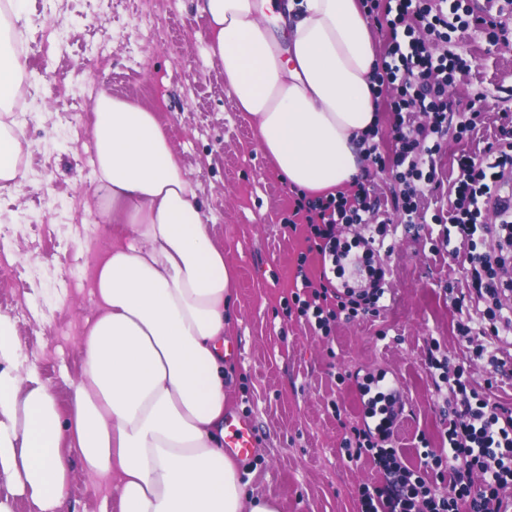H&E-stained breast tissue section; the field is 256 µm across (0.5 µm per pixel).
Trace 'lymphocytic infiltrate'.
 Instances as JSON below:
<instances>
[{
	"label": "lymphocytic infiltrate",
	"mask_w": 512,
	"mask_h": 512,
	"mask_svg": "<svg viewBox=\"0 0 512 512\" xmlns=\"http://www.w3.org/2000/svg\"><path fill=\"white\" fill-rule=\"evenodd\" d=\"M369 15H383L395 38L376 73L379 90L392 91L389 106L395 114L391 136L396 150L385 159L378 144L368 146V159L377 168L392 167L401 191L394 199L406 223L419 218V200L424 190H439L437 161L448 133V86L456 75L470 71L472 59L451 51L435 53L438 43L451 33L478 30L490 45H498L504 25L493 15L477 16L466 0H394L381 7L380 0H363ZM408 112H422L428 124L406 122ZM500 138L487 143L478 154H461L458 177L446 213L435 215L446 225L450 241L465 248L469 296L485 303L483 318L460 323L462 335H476L482 342L477 357L496 360L504 336L512 334V278L496 275L512 261V203H499L497 221L483 222L482 213L498 180L512 174V114L501 115ZM370 188L357 182L350 193L316 199L298 198L295 217L304 225L320 261L317 280L303 279L291 302L306 323L329 331L331 321L374 315L380 310L381 289L359 299L346 298L334 283L336 265L342 257L336 228L341 224H365L372 210ZM497 238L499 249L481 252L476 234ZM430 368L438 370L448 389L451 417L444 434L447 448L424 450L425 466L413 470L402 464L395 448L389 447L398 414L397 398L390 388L371 390L361 386L367 401L360 421L350 426L343 440L345 457L356 462L373 459L377 478L358 489L357 512H501L502 499L512 493V409L490 394L470 390L462 371H449L448 361L428 356Z\"/></svg>",
	"instance_id": "f902f5d3"
}]
</instances>
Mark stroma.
Segmentation results:
<instances>
[{
	"mask_svg": "<svg viewBox=\"0 0 512 512\" xmlns=\"http://www.w3.org/2000/svg\"><path fill=\"white\" fill-rule=\"evenodd\" d=\"M146 14L155 28L148 42ZM27 16L28 41L38 42L47 28L60 40L28 73L24 188L0 194V258H12L9 276L0 277V314L14 318L60 410L69 406L70 382L82 365L93 265L118 232L82 220L95 203L73 133L88 130L91 95L101 86L158 113L234 271L228 336L238 355L224 360V392L229 411L249 417L258 434L253 456L238 464L250 497L275 499L280 512H355L358 487L377 473L371 461L343 459V426L362 415L358 382L380 374L406 402L392 444L405 465L418 467L421 441L439 447L448 426V405L425 365L428 347L512 408V379H498L474 357L480 337L458 331L465 315L453 299L466 289L468 263L449 254L446 227L433 221L439 198L427 197L422 222L398 225L387 238L390 250L380 251L379 314L338 320L321 335L288 311L298 271L314 280L320 267L304 234L288 227L295 194L208 63L194 0H28ZM447 47L475 61L448 88L454 113L478 99L484 114L463 136L456 123L448 125L437 173L449 185L458 174L456 155L482 150L500 133L499 113H512V43L491 46L469 30L453 33ZM101 48L110 57L104 68L96 58ZM75 272L85 286L71 290L65 283ZM68 499L74 512H119L115 492L79 470Z\"/></svg>",
	"mask_w": 512,
	"mask_h": 512,
	"instance_id": "1",
	"label": "stroma"
}]
</instances>
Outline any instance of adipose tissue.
Wrapping results in <instances>:
<instances>
[{
    "label": "adipose tissue",
    "mask_w": 512,
    "mask_h": 512,
    "mask_svg": "<svg viewBox=\"0 0 512 512\" xmlns=\"http://www.w3.org/2000/svg\"><path fill=\"white\" fill-rule=\"evenodd\" d=\"M209 60L259 149L317 196L362 173L377 123L374 22L359 0H195ZM0 115V191L24 181ZM100 218L121 233L94 272L96 314L60 412L0 314V483L38 512H70L74 468L120 512H279L244 495L224 452V329L233 272L156 112L107 90L91 104Z\"/></svg>",
    "instance_id": "adipose-tissue-1"
}]
</instances>
